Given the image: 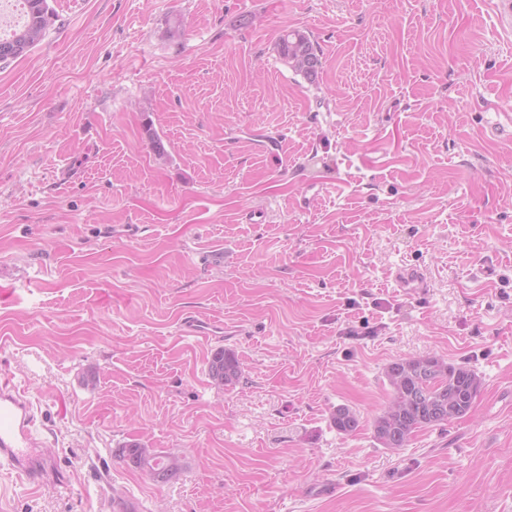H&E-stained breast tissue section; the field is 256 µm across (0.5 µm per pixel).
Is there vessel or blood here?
I'll use <instances>...</instances> for the list:
<instances>
[{"instance_id":"b4317fda","label":"vessel or blood","mask_w":512,"mask_h":512,"mask_svg":"<svg viewBox=\"0 0 512 512\" xmlns=\"http://www.w3.org/2000/svg\"><path fill=\"white\" fill-rule=\"evenodd\" d=\"M397 287L416 292L427 287L425 274L415 268L397 266ZM37 412L25 388L0 371V465H7L28 484L41 487L60 480L54 459L45 453V439L35 434Z\"/></svg>"}]
</instances>
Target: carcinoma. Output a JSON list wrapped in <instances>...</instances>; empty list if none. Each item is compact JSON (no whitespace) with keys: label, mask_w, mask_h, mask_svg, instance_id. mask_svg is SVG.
Masks as SVG:
<instances>
[{"label":"carcinoma","mask_w":512,"mask_h":512,"mask_svg":"<svg viewBox=\"0 0 512 512\" xmlns=\"http://www.w3.org/2000/svg\"><path fill=\"white\" fill-rule=\"evenodd\" d=\"M25 2L23 24L12 34L0 37V61L22 55L45 36L46 0ZM277 51L305 77L312 79L317 75L321 61L317 48L304 32L283 33ZM209 375L218 386H235L242 376L237 355L231 350H219L209 363ZM386 377L393 388V399L374 419V433L383 447L390 449L404 447L412 434L422 428L441 426L466 416L481 387V379L473 370L433 355L397 359L387 366ZM332 423L344 434L359 427L357 415L346 407L336 409ZM115 454L148 472L157 482L176 481L183 472V464L166 466L164 455L138 441L122 445L115 449Z\"/></svg>","instance_id":"1"}]
</instances>
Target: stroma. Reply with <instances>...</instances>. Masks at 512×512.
I'll list each match as a JSON object with an SVG mask.
<instances>
[{"label":"stroma","instance_id":"35a3bbf8","mask_svg":"<svg viewBox=\"0 0 512 512\" xmlns=\"http://www.w3.org/2000/svg\"><path fill=\"white\" fill-rule=\"evenodd\" d=\"M46 3L43 40L0 62V366L63 480L0 470V512H512L496 0ZM292 29L315 78L277 52ZM401 264L428 288L396 287ZM188 315L225 326L236 386ZM426 354L478 373L474 406L382 447L385 368ZM133 440L180 479L115 456ZM279 55L305 77L312 79L321 65L318 50L308 35L299 30L283 33L277 42ZM209 375L218 386H235L242 376L237 355L231 350H219L209 363Z\"/></svg>","mask_w":512,"mask_h":512}]
</instances>
